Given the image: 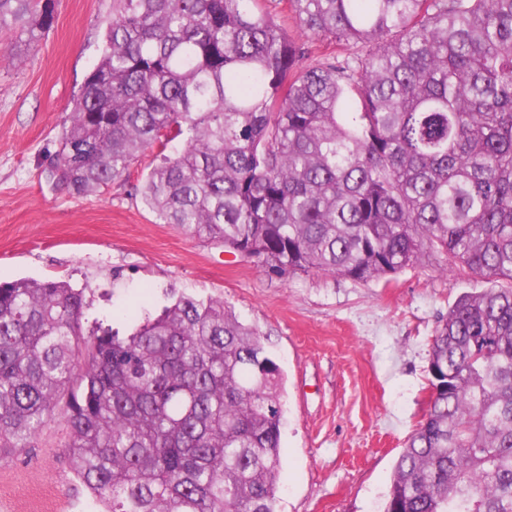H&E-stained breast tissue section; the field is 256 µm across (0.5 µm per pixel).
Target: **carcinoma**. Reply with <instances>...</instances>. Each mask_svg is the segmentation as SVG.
Masks as SVG:
<instances>
[{
	"instance_id": "1",
	"label": "carcinoma",
	"mask_w": 512,
	"mask_h": 512,
	"mask_svg": "<svg viewBox=\"0 0 512 512\" xmlns=\"http://www.w3.org/2000/svg\"><path fill=\"white\" fill-rule=\"evenodd\" d=\"M54 0H0L36 43ZM112 0L51 167L89 196L159 149L143 206L279 274L368 283L433 254L464 292L383 512H512V0ZM91 288L0 283V456L62 427L98 512H276L284 375L221 299L119 335ZM262 6L276 15L279 23L288 30V33L299 43H304L306 55L304 64H314L326 58L339 59L355 51V45L342 46L323 38L310 37L303 34L297 27L292 13L289 11L287 0H263Z\"/></svg>"
}]
</instances>
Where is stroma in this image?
<instances>
[{"instance_id": "35a3bbf8", "label": "stroma", "mask_w": 512, "mask_h": 512, "mask_svg": "<svg viewBox=\"0 0 512 512\" xmlns=\"http://www.w3.org/2000/svg\"><path fill=\"white\" fill-rule=\"evenodd\" d=\"M304 44L305 63L348 47L297 27L287 0H262ZM112 0H55L32 46L0 33V282L58 278L88 285L93 311L131 333L169 293L217 298L257 330L285 377L283 468L276 512H382L399 454L428 412L432 340L474 279L433 257L366 284L273 272L170 224L140 202L142 156L88 197L54 186L47 167L102 51ZM57 428L0 458L11 512H95Z\"/></svg>"}]
</instances>
